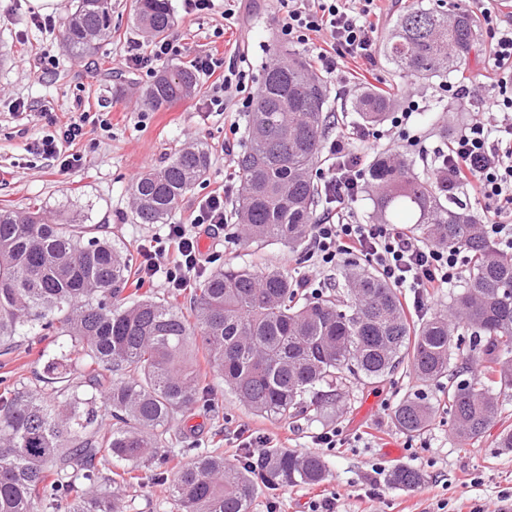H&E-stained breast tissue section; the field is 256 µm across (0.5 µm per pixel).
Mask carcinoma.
Instances as JSON below:
<instances>
[{"label": "carcinoma", "instance_id": "carcinoma-1", "mask_svg": "<svg viewBox=\"0 0 512 512\" xmlns=\"http://www.w3.org/2000/svg\"><path fill=\"white\" fill-rule=\"evenodd\" d=\"M132 22L146 37L174 25L168 0H133ZM112 32L111 0H78L62 42L84 57ZM478 42V22L414 2L396 18L381 49L404 78L447 76ZM194 74L161 71L144 91L158 110L191 96ZM327 85L302 57L287 51L270 66L247 113L238 160L241 192L234 216L246 244L304 246L323 195L314 181L330 112ZM391 95L365 90L354 102L364 126L384 121ZM210 167L207 150L188 146L130 186L135 219L165 224ZM369 192L382 224H412L429 244L458 248L473 266L448 310L413 320L400 294L351 260L342 292L308 296L274 267L230 263L200 277L189 306L170 294L135 288L133 254L103 224H57L41 209L0 208V355L34 334L59 353L39 386L0 381V512H127L119 490L144 480L166 486L177 512H252L258 490L269 495L327 478L325 458L288 448L224 462L218 438L187 426L214 413L229 388L252 414L285 424L336 416L350 379L383 381L404 364L446 394V413L462 446L498 424L496 447L512 449V254L474 224L467 205L393 155L375 157ZM470 336L459 335V325ZM203 353L219 381L200 373ZM479 372L467 377L465 365ZM112 419L105 429L96 403ZM428 396H403L394 424L410 435L432 426ZM180 427L173 428V422ZM189 459L177 470L170 455ZM397 467L395 487L419 483Z\"/></svg>", "mask_w": 512, "mask_h": 512}]
</instances>
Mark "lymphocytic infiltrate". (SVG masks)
I'll list each match as a JSON object with an SVG mask.
<instances>
[{"label": "lymphocytic infiltrate", "instance_id": "1", "mask_svg": "<svg viewBox=\"0 0 512 512\" xmlns=\"http://www.w3.org/2000/svg\"><path fill=\"white\" fill-rule=\"evenodd\" d=\"M378 0H280V33L292 42L314 45L316 61L326 72L350 58L374 63V18ZM195 71L212 80L205 102L213 112L228 108L247 112L254 96L249 71L229 64L217 74L210 56L192 62ZM108 129L107 113L80 114L55 134L34 141L32 153L57 162L62 173L79 167L81 158L69 148L85 134L86 125ZM331 163L321 174L330 210L324 211L308 236V256L320 270H332L351 255L365 257L379 275L405 299L414 315L430 306L439 289L450 286L465 262L459 249L425 243L410 228L396 224H361L350 206L364 185L360 155L345 151L342 141L329 145ZM432 174L437 183L465 188L482 201L488 216L483 232L512 249V96L493 100L455 133L447 148H434ZM232 187L200 199L187 224H171L164 238L138 247L141 283L164 282L177 291L201 275L206 260L200 250L202 234H218L228 222L226 203Z\"/></svg>", "mask_w": 512, "mask_h": 512}]
</instances>
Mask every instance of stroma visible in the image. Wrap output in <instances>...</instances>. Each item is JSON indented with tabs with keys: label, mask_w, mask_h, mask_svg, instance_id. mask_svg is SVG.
<instances>
[{
	"label": "stroma",
	"mask_w": 512,
	"mask_h": 512,
	"mask_svg": "<svg viewBox=\"0 0 512 512\" xmlns=\"http://www.w3.org/2000/svg\"><path fill=\"white\" fill-rule=\"evenodd\" d=\"M170 3L174 15L170 35L181 43L183 52L166 60V67H187L195 56L205 54L227 60L243 57L258 83L278 50L285 47L278 32L276 0H235L233 8L244 19L239 29L225 20L224 0H215L213 10L200 14L186 12L183 0ZM424 4L477 15L480 39L475 51L460 72L428 80L400 78L380 53L366 78L356 63H348L345 77H327V107L341 124H361L357 113L349 109L356 92L393 89L397 92L395 111L417 102L407 129L420 134L427 147L433 148L447 143L481 109L484 99L498 94L499 74L487 65L494 23L481 16L477 0H424ZM32 13L30 0H0V208L36 206L58 222L74 219L103 224L113 240L134 249L163 233L164 227L135 222L128 188L142 172L161 167L175 148L204 146L210 169L205 181L180 201L173 223L189 221L200 198L222 190L225 182L237 177L238 159L225 156L224 137L231 123H245L246 115L208 110V80L198 79L194 94L171 108L154 111L144 105L143 91L150 76L122 65L130 47L143 39L131 23V0H112V32L98 40L93 56L83 59L66 51L59 32L38 30L31 22ZM44 54L56 61L48 75L39 68ZM463 76L469 79V97L450 99L447 87ZM19 101L28 104V112L16 110ZM83 111L109 113L112 127L107 132L89 129L77 146L80 167L64 175L52 161L29 153L33 139L51 133L48 115L64 121ZM378 129L380 138L348 139L346 149L367 163L377 152L396 151L413 161L416 172L427 173L425 158L400 137L398 128L386 120ZM208 249L219 252L222 261L237 265L273 266L296 277L313 271L305 251L293 252L279 244L242 245L232 223L210 239ZM422 388L406 370L381 383L355 381L335 418L294 425L253 415L228 392L219 406L224 425L220 448L225 460L233 462L238 435H267L284 448L322 452L328 461L330 475L325 482L289 488L274 503L267 495H259L253 512H308L312 501L331 496L336 499V512H471L488 503L512 512V451L496 447L497 428H490L480 442L463 447L454 439L443 411L429 430L417 436L394 425L396 402ZM333 428L341 431L343 446L320 450L318 434ZM398 466L418 469L420 482L410 488L390 486L387 475Z\"/></svg>",
	"instance_id": "1"
}]
</instances>
